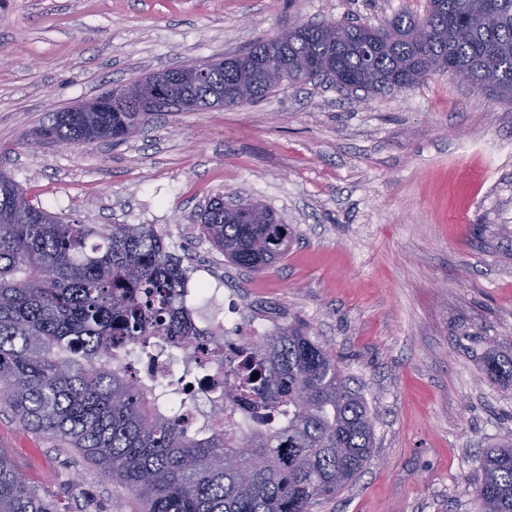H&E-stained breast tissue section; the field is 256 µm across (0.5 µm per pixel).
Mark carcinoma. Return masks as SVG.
Instances as JSON below:
<instances>
[{
  "instance_id": "cac0c4a2",
  "label": "carcinoma",
  "mask_w": 512,
  "mask_h": 512,
  "mask_svg": "<svg viewBox=\"0 0 512 512\" xmlns=\"http://www.w3.org/2000/svg\"><path fill=\"white\" fill-rule=\"evenodd\" d=\"M475 0H428L423 16L398 14L378 28L307 24L207 62L196 99L245 87L233 106L262 101L285 84L346 77L365 94L414 83L453 57L473 84L512 103V0H493L487 22ZM307 58L311 73L293 67ZM148 113L53 112L39 135L72 146L94 136L118 143ZM251 223L219 199L196 221L233 264L261 272L288 251L292 227L258 202ZM187 270L152 224H80L36 207L0 171V401L20 422L74 448L131 491L143 512H310L336 496L368 461L372 418L330 349L298 323L242 337L240 385L224 412L193 428L180 407L139 376V366L181 350L199 373L224 371L186 304ZM487 372L512 384V357ZM255 424L235 427L242 404ZM254 472L248 484L237 481ZM480 512H512V439L486 452L476 478ZM0 512H56L0 456Z\"/></svg>"
}]
</instances>
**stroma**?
Segmentation results:
<instances>
[{"label": "stroma", "instance_id": "1", "mask_svg": "<svg viewBox=\"0 0 512 512\" xmlns=\"http://www.w3.org/2000/svg\"><path fill=\"white\" fill-rule=\"evenodd\" d=\"M427 0H0V165L33 205L83 224H151L191 270L197 322L245 334L294 320L365 399L374 448L311 512H475L481 457L512 433V105L442 72L350 94L311 81L254 105L158 112L121 143H36L50 112L301 24L378 27ZM257 201L294 229L252 272L195 216ZM0 454L57 512H139L72 448L0 402Z\"/></svg>", "mask_w": 512, "mask_h": 512}]
</instances>
